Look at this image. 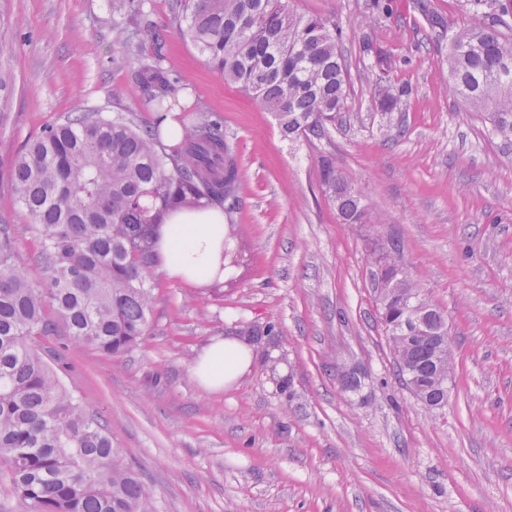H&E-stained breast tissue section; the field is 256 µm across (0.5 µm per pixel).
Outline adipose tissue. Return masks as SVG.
Segmentation results:
<instances>
[{"label": "adipose tissue", "mask_w": 512, "mask_h": 512, "mask_svg": "<svg viewBox=\"0 0 512 512\" xmlns=\"http://www.w3.org/2000/svg\"><path fill=\"white\" fill-rule=\"evenodd\" d=\"M156 261L167 278L193 287L224 282V211L214 206L174 210L157 230ZM252 354L234 338L217 337L194 359L192 375L210 392L223 390L250 367Z\"/></svg>", "instance_id": "adipose-tissue-1"}]
</instances>
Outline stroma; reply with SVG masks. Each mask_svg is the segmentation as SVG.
Returning a JSON list of instances; mask_svg holds the SVG:
<instances>
[{
    "label": "stroma",
    "instance_id": "stroma-1",
    "mask_svg": "<svg viewBox=\"0 0 512 512\" xmlns=\"http://www.w3.org/2000/svg\"><path fill=\"white\" fill-rule=\"evenodd\" d=\"M295 0L336 19L349 95L326 137L287 139L270 112L224 83L184 35L175 0H145L148 29L116 40L110 0H0V225L35 286L40 240L19 205L15 157L44 127L97 109L152 125L137 78L151 35L187 105L220 117L240 167L236 243L247 263L221 288H187L152 269L144 342L106 355L63 328L37 341L64 385L106 423L154 495L157 512H512V148L449 88L448 40L416 0ZM393 61L411 95L393 136L359 61L362 43ZM335 157L363 194L342 223L320 183ZM373 238L403 261L448 319V403L426 408L403 386L367 262ZM274 324L250 370L219 393L191 367L213 338ZM355 375L358 391L341 377Z\"/></svg>",
    "mask_w": 512,
    "mask_h": 512
}]
</instances>
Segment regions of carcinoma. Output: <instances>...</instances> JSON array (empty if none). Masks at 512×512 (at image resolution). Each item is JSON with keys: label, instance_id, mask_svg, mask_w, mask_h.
Segmentation results:
<instances>
[{"label": "carcinoma", "instance_id": "carcinoma-1", "mask_svg": "<svg viewBox=\"0 0 512 512\" xmlns=\"http://www.w3.org/2000/svg\"><path fill=\"white\" fill-rule=\"evenodd\" d=\"M185 34L228 84L249 92L272 113L282 134L321 138L348 96V69L339 51L343 32L331 18L298 12L292 0H178ZM470 23L459 31L426 16L448 35V76L463 102L487 113L491 133L512 146V0H467ZM154 36L138 71L156 117L148 128L95 109L73 112L44 128L15 158L17 199L39 235L37 261L46 284L33 287L13 264L12 229L0 225V471L30 512H156L153 492L126 462L100 416L60 382L36 339L54 324L51 309L77 346L114 355L145 336L155 302L150 269L156 230L175 209L204 203L224 208L227 238L238 235L230 213L239 203L240 173L222 126L200 110L180 122L179 145L159 142L162 124L179 106L177 80ZM362 52L376 71L374 94L391 115L409 88L389 78L390 58L370 43ZM320 180L346 224H360L362 194L332 158ZM380 319L391 328L413 298L427 300L391 239L368 245ZM426 330L389 335L398 367L408 366L432 408L453 368L446 316L428 304Z\"/></svg>", "mask_w": 512, "mask_h": 512}]
</instances>
